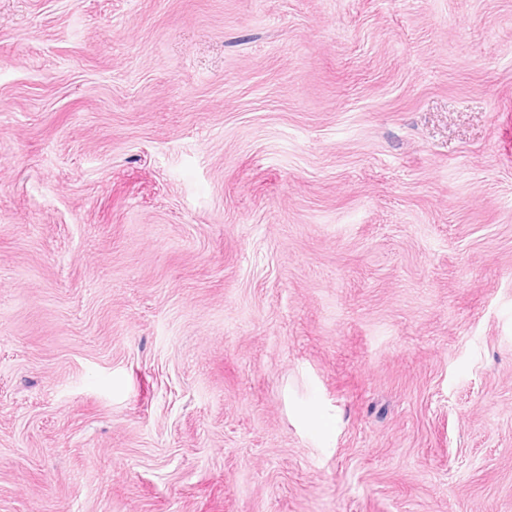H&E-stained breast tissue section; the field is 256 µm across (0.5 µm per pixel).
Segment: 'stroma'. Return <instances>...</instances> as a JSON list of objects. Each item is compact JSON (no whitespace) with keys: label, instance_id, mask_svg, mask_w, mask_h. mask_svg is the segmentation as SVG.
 <instances>
[{"label":"stroma","instance_id":"stroma-1","mask_svg":"<svg viewBox=\"0 0 512 512\" xmlns=\"http://www.w3.org/2000/svg\"><path fill=\"white\" fill-rule=\"evenodd\" d=\"M0 512H512V0H0Z\"/></svg>","mask_w":512,"mask_h":512}]
</instances>
